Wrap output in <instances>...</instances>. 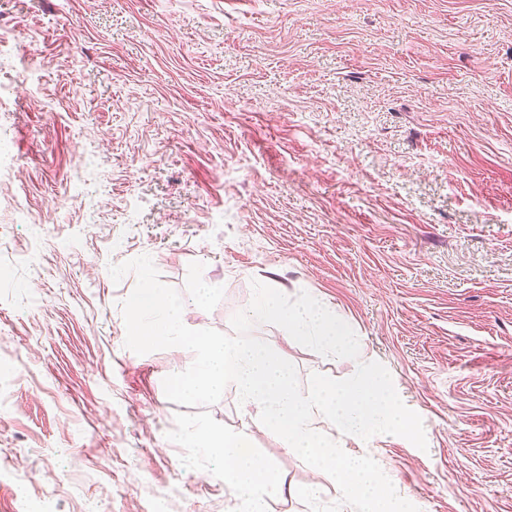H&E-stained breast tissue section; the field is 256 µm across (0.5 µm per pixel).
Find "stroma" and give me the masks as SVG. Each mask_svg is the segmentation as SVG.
Masks as SVG:
<instances>
[{"label": "stroma", "instance_id": "35a3bbf8", "mask_svg": "<svg viewBox=\"0 0 512 512\" xmlns=\"http://www.w3.org/2000/svg\"><path fill=\"white\" fill-rule=\"evenodd\" d=\"M142 255L195 329L256 280L320 298L428 444L348 451L419 512H512V0H0V512H235L167 438L193 353L125 346ZM250 334L301 391L355 372ZM208 411L316 478L234 389Z\"/></svg>", "mask_w": 512, "mask_h": 512}]
</instances>
